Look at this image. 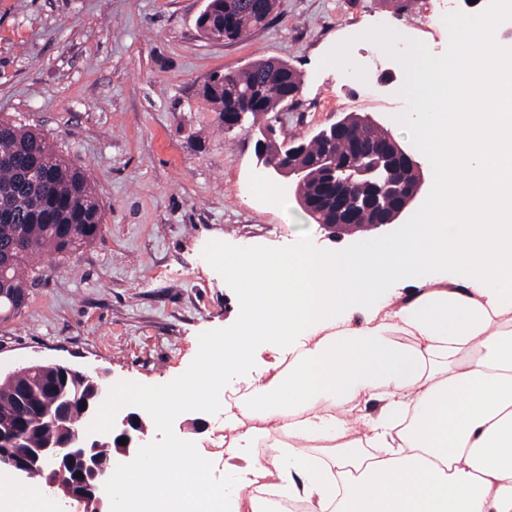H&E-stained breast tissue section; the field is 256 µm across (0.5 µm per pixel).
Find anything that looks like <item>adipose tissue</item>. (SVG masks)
I'll list each match as a JSON object with an SVG mask.
<instances>
[{
  "label": "adipose tissue",
  "instance_id": "adipose-tissue-1",
  "mask_svg": "<svg viewBox=\"0 0 512 512\" xmlns=\"http://www.w3.org/2000/svg\"><path fill=\"white\" fill-rule=\"evenodd\" d=\"M497 27L484 18L464 59L460 95L480 112L425 143L446 187L415 221L459 232L433 248L417 234L229 267L253 285L247 330L208 351L211 380L188 375V394L143 408L222 406L231 485L212 483L191 448L176 467L152 448L146 468L112 482L125 512H269L257 485L304 512H512V51ZM448 264L460 278L425 277ZM392 278L407 292L386 295ZM351 307L373 309L374 324L351 326ZM263 345L276 362H256ZM228 379L242 388L231 402ZM269 441L285 451L258 458Z\"/></svg>",
  "mask_w": 512,
  "mask_h": 512
}]
</instances>
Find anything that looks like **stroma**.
<instances>
[{
	"instance_id": "35a3bbf8",
	"label": "stroma",
	"mask_w": 512,
	"mask_h": 512,
	"mask_svg": "<svg viewBox=\"0 0 512 512\" xmlns=\"http://www.w3.org/2000/svg\"><path fill=\"white\" fill-rule=\"evenodd\" d=\"M207 0H0V114L38 126L99 190L102 238L62 258L35 261L39 278L21 312L0 317V371L33 362L108 372L124 395L101 405L112 420L144 393L184 394L204 376V346L224 350L245 321V282L226 274L242 249L288 258L356 252L372 240L409 235L413 213L387 229L326 234L298 207L282 178L256 165L255 140L221 130L202 89L214 74L261 57L288 61L303 83L294 104L270 113L277 139L313 134L350 113L368 114L424 167V198L436 195L422 126L441 137L403 92L396 66L409 53L457 55L450 10L500 16L498 39L512 49L506 0H279L269 24L244 41L203 37ZM393 61L370 98L352 94L368 52ZM267 179L275 197L255 189ZM150 444L190 442L214 483L224 480V417L183 410L164 425L144 418Z\"/></svg>"
}]
</instances>
